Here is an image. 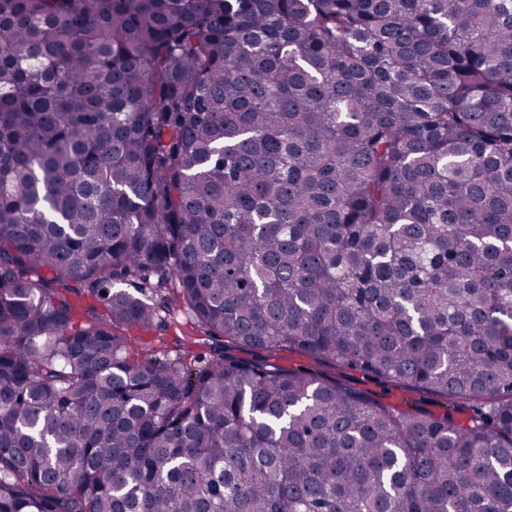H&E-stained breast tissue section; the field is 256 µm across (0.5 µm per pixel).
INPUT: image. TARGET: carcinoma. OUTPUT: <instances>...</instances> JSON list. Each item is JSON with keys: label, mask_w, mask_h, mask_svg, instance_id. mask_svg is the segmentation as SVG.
Returning <instances> with one entry per match:
<instances>
[{"label": "carcinoma", "mask_w": 512, "mask_h": 512, "mask_svg": "<svg viewBox=\"0 0 512 512\" xmlns=\"http://www.w3.org/2000/svg\"><path fill=\"white\" fill-rule=\"evenodd\" d=\"M0 512H512V0H0ZM164 320L166 325L162 324L153 330L123 328L119 330L118 333L130 338L131 346L134 349L133 352L136 355L158 352L159 355L166 353L172 358L182 353L179 351L180 348L177 345L176 339L183 337L186 339L189 337L202 338V340L197 341L199 344L194 346L193 355L202 357L201 360H199L201 362L196 363V365H203L204 361H206L211 354L210 345L205 343L212 344V341L207 340L204 330L190 324V320L183 315L176 317L175 320L169 319L168 317ZM271 362L289 368L300 369L318 375L322 378L355 388L371 400L400 410H422L441 416L450 413L457 421L467 422L475 416L481 405L477 402H446L434 395L417 391H409L395 383L374 377L367 373L336 368L330 364L316 361L299 353L280 352Z\"/></svg>", "instance_id": "carcinoma-1"}]
</instances>
